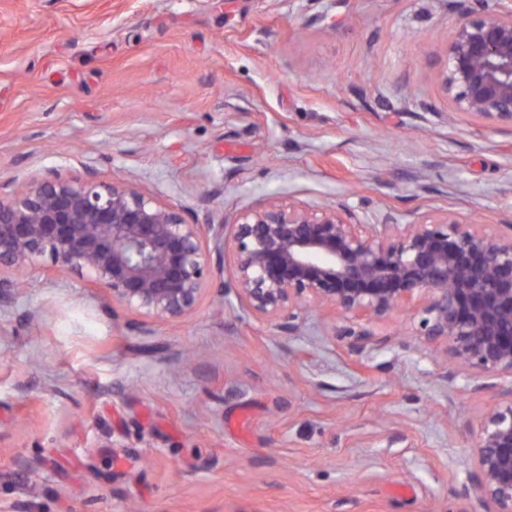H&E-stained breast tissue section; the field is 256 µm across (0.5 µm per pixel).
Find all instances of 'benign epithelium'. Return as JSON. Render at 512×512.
<instances>
[{
	"label": "benign epithelium",
	"mask_w": 512,
	"mask_h": 512,
	"mask_svg": "<svg viewBox=\"0 0 512 512\" xmlns=\"http://www.w3.org/2000/svg\"><path fill=\"white\" fill-rule=\"evenodd\" d=\"M456 9L439 74L452 109L512 126V0H457ZM228 249L234 271L219 291L283 332L298 331L302 303L331 306L335 334L361 353L373 322L421 296L422 344L444 342L454 362L512 377V238L454 213L397 224L342 205L260 201L230 224H189L131 183L91 173L45 176L0 198V269L26 272L47 256L156 319L189 316ZM475 439L467 493L512 512V403L481 421Z\"/></svg>",
	"instance_id": "obj_1"
}]
</instances>
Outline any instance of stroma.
Instances as JSON below:
<instances>
[{
	"label": "stroma",
	"mask_w": 512,
	"mask_h": 512,
	"mask_svg": "<svg viewBox=\"0 0 512 512\" xmlns=\"http://www.w3.org/2000/svg\"><path fill=\"white\" fill-rule=\"evenodd\" d=\"M454 0H0V194L95 172L191 224L266 198L512 235V128L438 80ZM0 297V512H485L474 433L512 378L413 331L363 353L203 290L113 313L41 259Z\"/></svg>",
	"instance_id": "35a3bbf8"
}]
</instances>
